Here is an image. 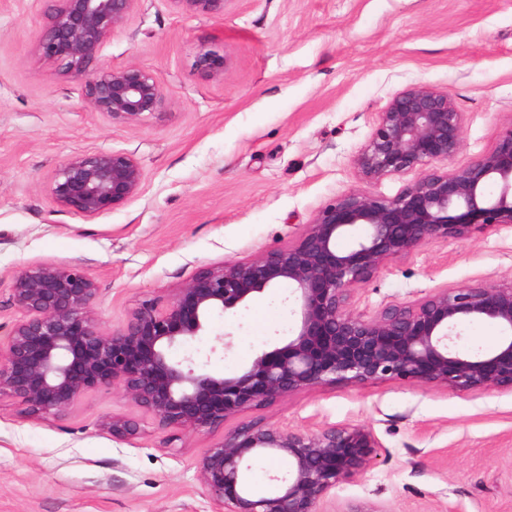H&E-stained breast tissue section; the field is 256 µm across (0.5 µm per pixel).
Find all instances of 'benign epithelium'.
Segmentation results:
<instances>
[{
	"mask_svg": "<svg viewBox=\"0 0 512 512\" xmlns=\"http://www.w3.org/2000/svg\"><path fill=\"white\" fill-rule=\"evenodd\" d=\"M36 51L44 61L85 76L92 109L115 123L162 111L166 98L154 74L137 65L97 61L112 30L138 0H50ZM185 13L224 18L229 0H171ZM199 65L222 77L224 58L205 52ZM462 145L461 115L446 91L413 85L378 114L354 159L359 175L378 180L417 170L420 177L392 198L345 193L322 206L296 239L254 259L199 270L160 305L145 301L112 329L93 306L100 288L76 266L39 265L13 277L10 302L20 313L0 343V395L31 413L65 414L84 393L120 392L167 427L210 428L250 408L302 391L399 380L459 390H512V282L492 288L472 283L436 288L373 314L353 308L355 287L388 262L434 240L459 241L474 231L512 224V123L495 148L453 172L430 170ZM144 174L122 150L75 153L56 169L53 200L84 218L124 205L140 193ZM366 232L344 249L358 227ZM288 285L297 320L288 341L225 376L169 351L203 335L216 312H235L257 294ZM467 320L503 332L491 350L458 348ZM113 436L138 433L124 417L104 422ZM378 438L370 428L325 426L316 431L247 423L224 434L200 463L203 485L224 512H326V498L345 479L363 474ZM285 456L291 469L275 486L255 492L244 482L253 463Z\"/></svg>",
	"mask_w": 512,
	"mask_h": 512,
	"instance_id": "1",
	"label": "benign epithelium"
}]
</instances>
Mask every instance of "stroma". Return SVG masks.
Instances as JSON below:
<instances>
[{
	"label": "stroma",
	"mask_w": 512,
	"mask_h": 512,
	"mask_svg": "<svg viewBox=\"0 0 512 512\" xmlns=\"http://www.w3.org/2000/svg\"><path fill=\"white\" fill-rule=\"evenodd\" d=\"M49 8L0 0L1 339L19 316L9 294L22 268L79 266L99 284L97 322L115 327L202 267L286 245L336 196H396L418 172L368 181L354 159L409 86L448 92L461 115L459 152L433 169L491 152L512 122V0H230L220 20L138 0L98 59L149 68L164 92V112L130 124L93 112L81 77L40 61ZM207 51L224 57L223 77L199 71ZM95 150L131 153L144 181L136 198L86 219L49 188L67 157ZM474 282H512L511 226L418 247L358 285L354 302L374 313ZM288 293L214 314L206 336L172 357L207 352L209 370L237 374L290 334ZM227 332L231 349L215 351ZM113 415L137 422L138 435L113 437L103 426ZM250 421L374 431L370 467L337 485L329 512H512V391L397 380L305 391L202 430L162 427L110 389L46 418L5 394L0 512H216L199 463Z\"/></svg>",
	"instance_id": "obj_1"
}]
</instances>
